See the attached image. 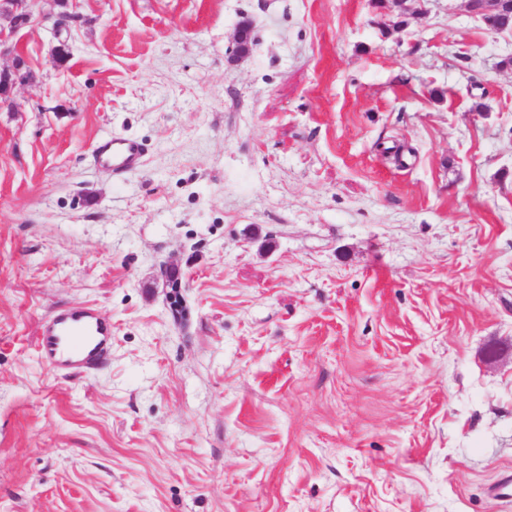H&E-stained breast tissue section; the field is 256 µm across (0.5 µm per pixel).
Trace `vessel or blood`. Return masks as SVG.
<instances>
[{
  "label": "vessel or blood",
  "instance_id": "vessel-or-blood-1",
  "mask_svg": "<svg viewBox=\"0 0 512 512\" xmlns=\"http://www.w3.org/2000/svg\"><path fill=\"white\" fill-rule=\"evenodd\" d=\"M96 164L113 177L136 171L143 164L144 148L133 138L107 135L92 145ZM112 345V323L94 307L74 305L53 311L40 325L34 341L38 359L61 375L100 366Z\"/></svg>",
  "mask_w": 512,
  "mask_h": 512
}]
</instances>
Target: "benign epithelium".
Listing matches in <instances>:
<instances>
[{
  "instance_id": "1",
  "label": "benign epithelium",
  "mask_w": 512,
  "mask_h": 512,
  "mask_svg": "<svg viewBox=\"0 0 512 512\" xmlns=\"http://www.w3.org/2000/svg\"><path fill=\"white\" fill-rule=\"evenodd\" d=\"M39 2L41 0H0V57L12 58L11 68L0 70V99H11L16 87L33 79L26 57L18 50L12 37L31 23Z\"/></svg>"
}]
</instances>
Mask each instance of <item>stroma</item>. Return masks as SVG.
I'll return each instance as SVG.
<instances>
[{
  "instance_id": "stroma-1",
  "label": "stroma",
  "mask_w": 512,
  "mask_h": 512,
  "mask_svg": "<svg viewBox=\"0 0 512 512\" xmlns=\"http://www.w3.org/2000/svg\"><path fill=\"white\" fill-rule=\"evenodd\" d=\"M72 11L0 107V512H512V34L468 0ZM74 303L112 353L64 378L34 339ZM144 154V148L138 140L121 135L103 136L92 145L96 164L102 169L112 170L115 178L141 167Z\"/></svg>"
}]
</instances>
